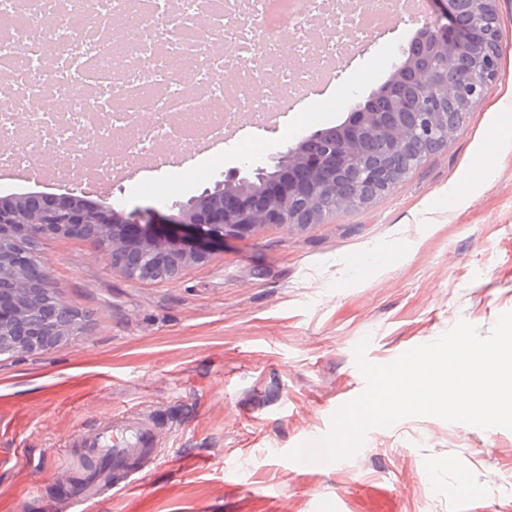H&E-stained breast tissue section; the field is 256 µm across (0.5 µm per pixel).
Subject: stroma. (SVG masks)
I'll return each mask as SVG.
<instances>
[{"instance_id": "1", "label": "stroma", "mask_w": 512, "mask_h": 512, "mask_svg": "<svg viewBox=\"0 0 512 512\" xmlns=\"http://www.w3.org/2000/svg\"><path fill=\"white\" fill-rule=\"evenodd\" d=\"M499 72L446 144L386 194L298 228L265 224L214 243L170 281L132 283L83 241L39 249L81 335L0 356V512H64L72 444L121 412L148 417L160 456L136 487L88 512H512V430L433 416L371 428L350 458L290 462L366 386L355 356L384 365L459 321L488 335L512 311V0H499ZM399 20L280 118L225 140L167 149L112 179H23L0 198L71 193L104 210L167 213L226 176L343 123L390 78L421 26ZM379 62L367 78L371 62ZM252 152L253 164L243 163ZM485 161L484 178L464 174ZM476 492L458 495L457 473Z\"/></svg>"}]
</instances>
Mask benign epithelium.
Masks as SVG:
<instances>
[{
	"instance_id": "1",
	"label": "benign epithelium",
	"mask_w": 512,
	"mask_h": 512,
	"mask_svg": "<svg viewBox=\"0 0 512 512\" xmlns=\"http://www.w3.org/2000/svg\"><path fill=\"white\" fill-rule=\"evenodd\" d=\"M445 23L420 29L422 52L404 49L385 93L391 111L364 106L340 125L314 134L256 168L261 189L239 173L172 214L104 211L67 195L37 207L24 197L0 202V354L45 350L80 333L82 316L64 302L39 251L47 234L87 242L130 282L174 278L208 253L178 245L191 229L209 240L248 234L263 224L304 228L343 208L339 191L358 190L354 204L389 192L429 151L447 143L458 113L471 111L497 75L501 32L497 0H436Z\"/></svg>"
}]
</instances>
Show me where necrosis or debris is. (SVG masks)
<instances>
[{"label": "necrosis or debris", "instance_id": "4bbe7bcc", "mask_svg": "<svg viewBox=\"0 0 512 512\" xmlns=\"http://www.w3.org/2000/svg\"><path fill=\"white\" fill-rule=\"evenodd\" d=\"M386 24L346 0H308L303 13L294 0H179L174 11L169 0H0V75L11 81L0 168L46 157L60 174L107 175L175 138H221L240 113L273 118ZM227 68L239 75L232 89ZM14 141L22 151L5 150Z\"/></svg>", "mask_w": 512, "mask_h": 512}]
</instances>
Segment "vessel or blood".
<instances>
[{"label": "vessel or blood", "instance_id": "b4317fda", "mask_svg": "<svg viewBox=\"0 0 512 512\" xmlns=\"http://www.w3.org/2000/svg\"><path fill=\"white\" fill-rule=\"evenodd\" d=\"M80 444L87 453L111 458L113 478L73 486L67 498V512H86L88 503L99 496L127 489L135 482L140 466L159 455L149 423L131 413L113 417L110 423L82 436Z\"/></svg>", "mask_w": 512, "mask_h": 512}]
</instances>
